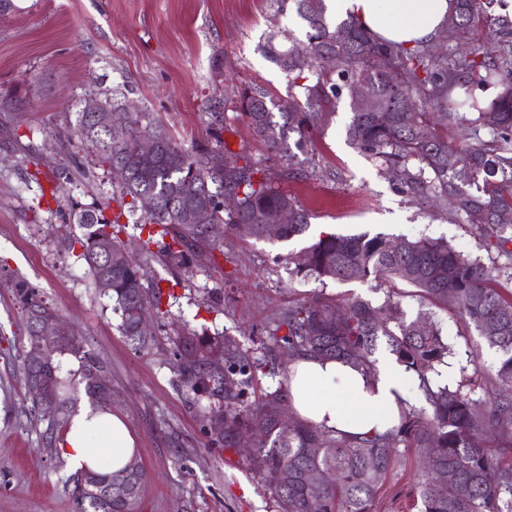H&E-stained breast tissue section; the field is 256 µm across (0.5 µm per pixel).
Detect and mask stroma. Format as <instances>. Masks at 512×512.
<instances>
[{
  "mask_svg": "<svg viewBox=\"0 0 512 512\" xmlns=\"http://www.w3.org/2000/svg\"><path fill=\"white\" fill-rule=\"evenodd\" d=\"M307 31L293 0H0V268L35 285L65 329L81 336L84 351L103 363L112 383L109 409L126 420L134 459L147 473L139 512H274L275 504L248 451L215 443L204 411L218 397H194L179 385L171 326H154L149 348L135 350L112 300L99 295L72 252L84 234L81 212L112 215L116 190L92 143L71 135L84 98L137 103L178 146L250 161L309 211V230L291 241L244 240L223 228L217 240L193 241L189 270L157 261L147 272L148 280L175 282L165 303L171 316L207 336L241 340L253 357L276 355L267 333L304 297L355 295L375 304L389 297L411 318L428 309L399 283L297 273L289 254L320 233L443 239L472 258L497 255L460 217L411 203L380 160L348 143L349 98L312 132L295 177L287 158L225 106L235 85L286 95L289 77L264 48L306 46ZM476 47L491 61L512 55V0H482L472 26L433 44L439 53ZM214 112L222 113V125H212ZM63 169L70 179L55 182ZM431 312L454 349L443 379L479 371L473 398L483 410L498 387L495 351L457 317ZM28 348L12 290L0 283V512H75L77 473L61 448L46 447V422L27 411L20 367ZM417 480L411 449H401L376 512H407Z\"/></svg>",
  "mask_w": 512,
  "mask_h": 512,
  "instance_id": "1",
  "label": "stroma"
}]
</instances>
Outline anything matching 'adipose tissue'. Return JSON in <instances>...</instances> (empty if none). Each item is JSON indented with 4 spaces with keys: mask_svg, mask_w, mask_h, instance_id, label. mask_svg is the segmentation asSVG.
<instances>
[{
    "mask_svg": "<svg viewBox=\"0 0 512 512\" xmlns=\"http://www.w3.org/2000/svg\"><path fill=\"white\" fill-rule=\"evenodd\" d=\"M340 15H352L376 38L412 47L430 42L448 19L449 0H333ZM408 374L395 356L379 358L377 372L339 360L303 358L289 367L288 399L298 418L329 430L365 436L385 433L398 422L397 401L407 398ZM63 452L77 471H120L135 441L115 413L84 409L73 415Z\"/></svg>",
    "mask_w": 512,
    "mask_h": 512,
    "instance_id": "obj_1",
    "label": "adipose tissue"
}]
</instances>
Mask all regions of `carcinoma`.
Returning <instances> with one entry per match:
<instances>
[{"label": "carcinoma", "mask_w": 512, "mask_h": 512, "mask_svg": "<svg viewBox=\"0 0 512 512\" xmlns=\"http://www.w3.org/2000/svg\"><path fill=\"white\" fill-rule=\"evenodd\" d=\"M298 16L306 22L307 49L303 58L294 48L269 44L268 54L291 77L287 97H276L262 86L232 89L229 104L240 113L268 148L292 160L308 152L310 132L332 113L336 101L353 97V87H366L370 100L361 107L352 102L347 135L361 152L379 158L400 191L416 202L442 201L477 229L505 258L485 264L461 254L443 240H402L398 252L390 239L375 235H322L295 262L318 280L382 284L399 281L414 289L429 305L458 317L499 356L496 378L512 388V289L499 288L502 269L512 280V192L504 195L486 188L490 179L512 188V56L486 61L473 51L434 59L426 47L407 49L372 38L352 16L334 22L326 0H294ZM480 0H450L449 14L458 19L447 25L445 39L453 40L479 11ZM501 86L486 104L468 97L460 106L472 111L447 112L452 95L471 80ZM443 111L444 120L468 122L474 142L456 150L437 129L431 111ZM411 112L405 125L401 115ZM492 136L486 142L480 132ZM73 135L91 142L100 162L123 170L112 202L119 208L112 220L91 211L80 214L86 233L81 253L95 288L114 302L120 312L121 332L141 350L153 332L141 328L150 314L161 313L164 291L160 282L142 279L143 270L156 260L179 269L191 264L190 242L206 238L224 224L238 236L266 240L265 225L283 211L293 219L280 227L277 238L291 240L305 234L310 214L293 197L273 188L254 165L212 163L207 149L189 152L179 147L165 127L148 112H136L128 125L112 132L94 128L85 112L77 113ZM153 137L155 156L138 150V141ZM237 198L233 212L224 211V195ZM149 196L155 207L145 211L139 224L147 230L133 264L122 260L126 249L119 241L125 198L131 204ZM112 257H107V249ZM13 288L25 327L37 318L58 316L55 308L25 279L0 269V281ZM273 344L288 358L342 360L371 376L377 370L376 352L385 346L405 370L412 373L426 406L407 404L397 427L384 433L353 436L292 419L288 432L278 427L276 412L288 407L287 374L277 359H253L231 337L213 341L195 331H181L176 371L186 392L224 393L226 448L238 447L244 437H258L250 458L251 469L261 475L278 512H373L374 503L396 462L398 447L411 448L426 469L416 486L413 512H512V466L501 464L492 448L512 447V398L497 395L483 412L474 408L472 394L479 383L461 375L441 382L439 367L448 365L452 346L437 323L423 314L410 320L399 304L386 298L373 305L359 297L338 303L321 296L296 302L269 331ZM30 347L43 345L47 360L23 357L21 378L30 401L29 412L50 424V431L67 425L68 378L63 357L78 354L82 340L68 333L62 341L29 335ZM262 371L280 377L278 387L261 401L242 409L235 403ZM85 394L101 410L107 409L112 386L100 387L107 377L95 357L81 360ZM43 378L51 387V400L34 394L29 384ZM323 471L319 484L306 482V474ZM108 473L85 471L77 478L73 498L77 512H135L144 484L142 467L125 475L130 492L106 494Z\"/></svg>", "instance_id": "carcinoma-1"}]
</instances>
